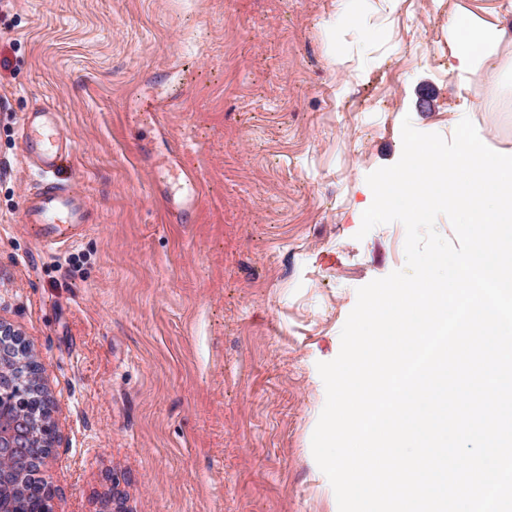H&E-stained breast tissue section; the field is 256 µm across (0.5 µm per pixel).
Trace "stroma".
Returning a JSON list of instances; mask_svg holds the SVG:
<instances>
[{
  "label": "stroma",
  "instance_id": "stroma-1",
  "mask_svg": "<svg viewBox=\"0 0 512 512\" xmlns=\"http://www.w3.org/2000/svg\"><path fill=\"white\" fill-rule=\"evenodd\" d=\"M495 0H9L0 7V322L42 365L55 512H338L311 439L358 288L406 266L360 235L401 126L451 112L512 151V86L482 107L448 50L453 5ZM353 18L330 24L342 9ZM347 52L329 62L334 36ZM167 88L159 127L129 103ZM61 113L92 222L44 248L18 121ZM180 150L203 198L167 223L147 155Z\"/></svg>",
  "mask_w": 512,
  "mask_h": 512
}]
</instances>
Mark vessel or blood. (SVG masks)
Masks as SVG:
<instances>
[{
  "label": "vessel or blood",
  "mask_w": 512,
  "mask_h": 512,
  "mask_svg": "<svg viewBox=\"0 0 512 512\" xmlns=\"http://www.w3.org/2000/svg\"><path fill=\"white\" fill-rule=\"evenodd\" d=\"M18 137L28 165L40 175L34 189L26 193L21 210L22 223L33 227L44 247L75 241L90 222L85 196L69 181L62 180L60 171L71 157V146L63 130V119L47 104H40L23 113ZM153 183L159 192H167L170 184H179L184 200L168 205L166 221L185 223L199 207V191L194 178L185 174L173 156L161 155L151 163Z\"/></svg>",
  "instance_id": "b4317fda"
}]
</instances>
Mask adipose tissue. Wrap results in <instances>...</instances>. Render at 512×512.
<instances>
[{"mask_svg": "<svg viewBox=\"0 0 512 512\" xmlns=\"http://www.w3.org/2000/svg\"><path fill=\"white\" fill-rule=\"evenodd\" d=\"M448 27V46L456 60V69L480 83L484 103L497 101L503 91L501 75L512 69V0H497L485 16L465 8L454 11Z\"/></svg>", "mask_w": 512, "mask_h": 512, "instance_id": "obj_1", "label": "adipose tissue"}]
</instances>
